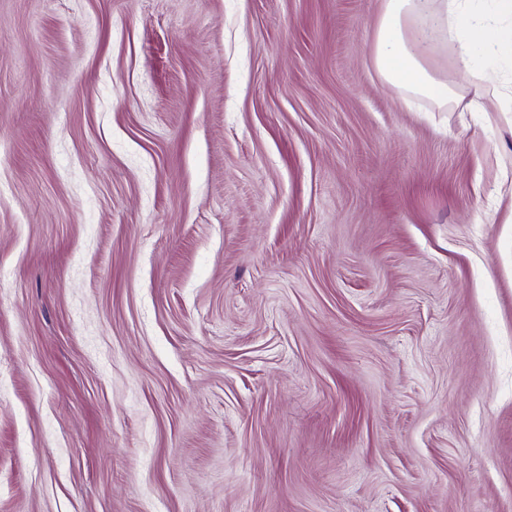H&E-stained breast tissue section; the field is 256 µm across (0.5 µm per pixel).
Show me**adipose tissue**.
I'll return each mask as SVG.
<instances>
[{
	"mask_svg": "<svg viewBox=\"0 0 512 512\" xmlns=\"http://www.w3.org/2000/svg\"><path fill=\"white\" fill-rule=\"evenodd\" d=\"M441 36L456 40L462 69L495 84L489 61L512 56V0H383L373 26V66L408 96L447 106L456 86L430 64Z\"/></svg>",
	"mask_w": 512,
	"mask_h": 512,
	"instance_id": "obj_1",
	"label": "adipose tissue"
}]
</instances>
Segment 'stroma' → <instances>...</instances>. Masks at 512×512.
I'll list each match as a JSON object with an SVG mask.
<instances>
[{
    "label": "stroma",
    "mask_w": 512,
    "mask_h": 512,
    "mask_svg": "<svg viewBox=\"0 0 512 512\" xmlns=\"http://www.w3.org/2000/svg\"><path fill=\"white\" fill-rule=\"evenodd\" d=\"M381 0H0V512H512V94Z\"/></svg>",
    "instance_id": "stroma-1"
}]
</instances>
